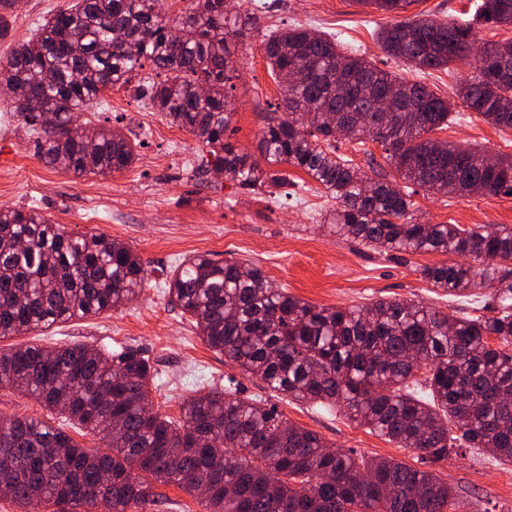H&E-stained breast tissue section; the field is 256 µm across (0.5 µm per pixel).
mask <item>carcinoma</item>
Returning <instances> with one entry per match:
<instances>
[{"label": "carcinoma", "instance_id": "obj_1", "mask_svg": "<svg viewBox=\"0 0 512 512\" xmlns=\"http://www.w3.org/2000/svg\"><path fill=\"white\" fill-rule=\"evenodd\" d=\"M167 15L160 0H75L0 61V93L36 135L37 155L77 177L130 166L134 143L110 128H72L73 113L148 63L164 78L143 88L165 120L208 148L202 163L241 187L281 188L299 168L336 200V236L378 252H441L468 263L422 266L450 297L496 282L493 315L448 317L412 300L352 307L311 304L274 288L236 259L189 255L166 288L198 335L243 373L297 401L332 405L376 435L432 463L456 448H488L512 464V227L422 224L412 192L374 179L337 153L338 135L378 142L404 183L443 196H512V155L431 137L448 126V99L373 65L301 25L270 30L261 46L283 91L284 115L260 131V158L225 139L235 71L229 45L246 23L231 0H188ZM400 13L414 0H355ZM476 21L512 26V0H481ZM386 54L420 69L469 60L460 84L466 107L512 130V75L501 72L512 41L474 51L473 27L420 15L380 33ZM21 84L25 97H14ZM207 92L200 91L201 86ZM389 92L416 108L412 119L371 111ZM269 168L264 169L261 163ZM141 257L104 233L74 236L35 209L0 208V339L74 318L117 311L139 295ZM499 340L492 346L490 337ZM155 369L139 350L84 344L0 349V388L31 396L88 429V449L33 418H0V496L26 512H129L157 502L161 486L201 497L206 512H448L457 494L437 474L390 458L328 451L323 438L262 400L227 388L185 398L177 421L154 409Z\"/></svg>", "mask_w": 512, "mask_h": 512}]
</instances>
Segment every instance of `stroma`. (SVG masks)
Masks as SVG:
<instances>
[{"mask_svg":"<svg viewBox=\"0 0 512 512\" xmlns=\"http://www.w3.org/2000/svg\"><path fill=\"white\" fill-rule=\"evenodd\" d=\"M73 2L16 0L9 33L0 39V60ZM236 12L248 17L252 29L234 53L233 118L227 137L238 148L256 152L264 118L274 114L281 101V89L261 49L263 33L301 25L336 38L379 68L424 83L452 101V121L439 131V138L512 154V130L484 122L457 96L459 85L472 73L468 62L420 71L383 51L377 33L394 22V15L353 0H267L261 10L253 9L249 0H237ZM152 77L150 68L137 70L130 83L106 89L96 106L77 115L78 123L120 131L137 145L136 161L105 177H76L46 166L36 155L33 136L13 116L8 98L0 97V208L36 209L74 235L105 233L129 245L147 269L145 288L125 308L5 338L0 346L85 344L108 351L132 347L157 370L151 397L163 415L179 418L184 398L232 386L241 396L276 406L284 418L317 432L328 446L353 451L359 458H393L432 470L458 494L459 512H512L511 464L470 448L435 464L424 461L419 452L376 436L339 411L269 389L203 342L164 284L166 271L194 254L254 264L274 287L317 306L405 299L462 317L486 315L488 301L482 290L451 300L422 279L419 267L446 262L445 254L378 253L337 237L328 221L335 200L299 169L289 168L291 186L273 198L205 171L207 149L186 131L178 133L184 158L170 157L160 137L168 123L135 92L137 84ZM412 199L414 217L426 224L512 227L510 196L451 198L420 191ZM1 417H37L66 431L71 428L68 420L43 409L34 398L3 388Z\"/></svg>","mask_w":512,"mask_h":512,"instance_id":"35a3bbf8","label":"stroma"}]
</instances>
